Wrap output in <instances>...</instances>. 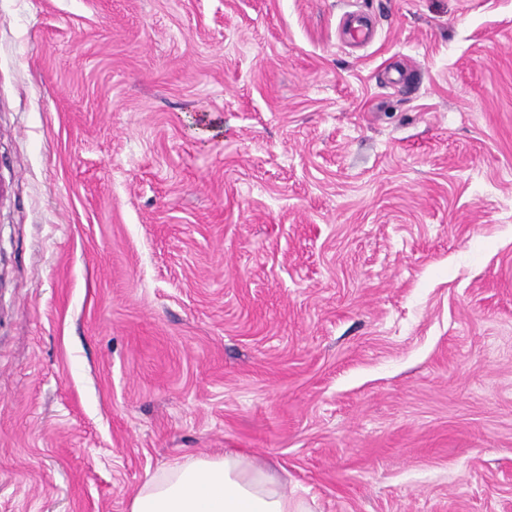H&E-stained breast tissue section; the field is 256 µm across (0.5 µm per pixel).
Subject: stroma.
I'll list each match as a JSON object with an SVG mask.
<instances>
[{
    "label": "stroma",
    "instance_id": "stroma-1",
    "mask_svg": "<svg viewBox=\"0 0 512 512\" xmlns=\"http://www.w3.org/2000/svg\"><path fill=\"white\" fill-rule=\"evenodd\" d=\"M228 448L512 512V0H0V512Z\"/></svg>",
    "mask_w": 512,
    "mask_h": 512
}]
</instances>
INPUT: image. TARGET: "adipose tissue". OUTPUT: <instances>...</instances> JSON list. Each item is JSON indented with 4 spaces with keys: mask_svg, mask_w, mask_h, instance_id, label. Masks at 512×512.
<instances>
[{
    "mask_svg": "<svg viewBox=\"0 0 512 512\" xmlns=\"http://www.w3.org/2000/svg\"><path fill=\"white\" fill-rule=\"evenodd\" d=\"M130 512H312L270 465L242 453L191 457L150 476Z\"/></svg>",
    "mask_w": 512,
    "mask_h": 512,
    "instance_id": "adipose-tissue-1",
    "label": "adipose tissue"
}]
</instances>
